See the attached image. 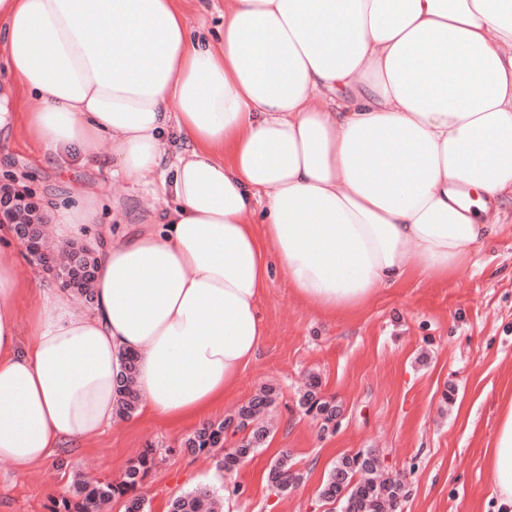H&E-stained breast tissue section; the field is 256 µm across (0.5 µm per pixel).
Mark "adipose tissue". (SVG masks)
<instances>
[{
	"mask_svg": "<svg viewBox=\"0 0 512 512\" xmlns=\"http://www.w3.org/2000/svg\"><path fill=\"white\" fill-rule=\"evenodd\" d=\"M511 44L512 0H226L216 44L179 0H0L41 161L74 150L115 180L170 178L175 198L163 224L105 235L89 311L0 247V460L22 474L110 427L127 351L139 416L204 423L267 336L271 268L331 316L459 272L512 200ZM99 214L82 190L56 232ZM497 408L485 457L512 512V393Z\"/></svg>",
	"mask_w": 512,
	"mask_h": 512,
	"instance_id": "ef3b65f1",
	"label": "adipose tissue"
}]
</instances>
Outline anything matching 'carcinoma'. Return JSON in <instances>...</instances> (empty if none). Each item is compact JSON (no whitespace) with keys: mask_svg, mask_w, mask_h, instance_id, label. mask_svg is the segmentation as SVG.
<instances>
[{"mask_svg":"<svg viewBox=\"0 0 512 512\" xmlns=\"http://www.w3.org/2000/svg\"><path fill=\"white\" fill-rule=\"evenodd\" d=\"M71 265L85 271V276L74 281L75 288L82 294L93 296V288L88 283L94 280V253L83 249L69 256ZM136 360L128 354L122 358V366L117 376L116 405L121 417L131 416L137 409L138 395L135 388ZM272 398L266 393L256 397L237 412V424L228 421L208 422L195 430L184 442L185 448L196 455L222 454L220 464L232 470L250 458L264 444L268 429L261 420V414L271 404ZM300 405L305 412L330 423L336 418V406L323 400L313 392L303 396ZM242 432L244 436L231 448L224 447L228 430ZM155 456L148 451L126 467L123 479L88 483L75 481L72 492L52 500L51 512H100V506L114 499H125L124 512H146L144 500L136 494L137 485L154 465ZM376 471V458L370 453L359 452L344 456L336 462L322 489V497L332 503L343 496L346 512H395L398 501L393 495V486L385 485L371 478ZM360 479H355L356 474ZM301 480V476L291 469L288 455H280L270 466L268 482L279 492ZM224 495L210 487H200L189 491L170 505L169 512H223Z\"/></svg>","mask_w":512,"mask_h":512,"instance_id":"1","label":"carcinoma"}]
</instances>
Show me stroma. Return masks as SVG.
I'll list each match as a JSON object with an SVG mask.
<instances>
[{"instance_id": "1", "label": "stroma", "mask_w": 512, "mask_h": 512, "mask_svg": "<svg viewBox=\"0 0 512 512\" xmlns=\"http://www.w3.org/2000/svg\"><path fill=\"white\" fill-rule=\"evenodd\" d=\"M181 7L193 38L221 39L224 0H183ZM0 169L37 192L52 225L73 193L97 191L104 205L93 236L161 223L174 204L171 194L112 180L74 154L43 166L22 125L0 135ZM488 219L502 233L452 278L384 289L349 314L330 318L300 303L273 274L261 304L266 341L209 416L227 419L260 391L275 394L267 443L234 473L182 448L194 423L175 431L118 419L85 443L63 444L28 473L0 461V512H49L76 474L119 481L127 463L149 448L157 461L138 487L147 512H168L176 497L200 486L234 484L241 493L225 498L224 512H329L321 491L334 463L360 451L378 459L380 478L406 484L400 512H491L484 450L496 427L495 401L512 389V207L490 210ZM313 382L336 406L334 428L324 429L298 404ZM283 452L303 476L285 493L267 484Z\"/></svg>"}]
</instances>
